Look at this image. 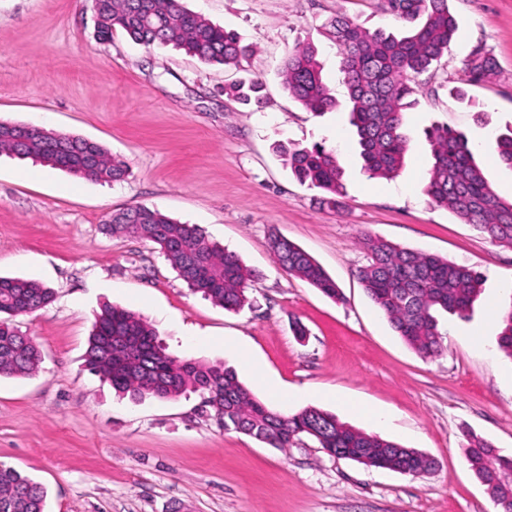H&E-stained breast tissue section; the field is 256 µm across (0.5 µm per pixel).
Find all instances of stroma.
<instances>
[{
    "label": "stroma",
    "mask_w": 512,
    "mask_h": 512,
    "mask_svg": "<svg viewBox=\"0 0 512 512\" xmlns=\"http://www.w3.org/2000/svg\"><path fill=\"white\" fill-rule=\"evenodd\" d=\"M257 51L241 69L205 64L167 46L95 33L92 0H0V121L91 139L130 169L114 185L0 154V275L55 292L15 323L42 354L30 377H0V463L41 483L46 512H498L470 470L466 433L512 456V357L497 346L491 306L512 304L502 281L512 247L492 242L423 192L432 158L425 132H463L501 197L512 167L493 145L512 129V0H449L457 37L415 84L398 176L361 167L344 112L313 115L285 92L290 48L312 41L338 101L347 89L336 47L318 33L339 14L374 30H400L383 0H184ZM497 61L486 82L464 83L476 46ZM267 84L261 107L224 92L248 75ZM463 88L464 97L452 94ZM324 145L344 170L337 208L291 174L279 149ZM199 225L258 277L249 305L229 311L192 292L151 242L104 226L130 206ZM279 234L312 255L344 299L336 302L278 264ZM369 233L478 271L468 317L440 313V352L409 347L358 278ZM116 304L143 315L168 353L223 364L270 408L271 387L297 392L289 412L315 406L352 427L435 461L412 476L327 455L306 441L280 449L217 427L199 395L139 402L117 397L84 360L94 316ZM305 326L297 338L293 323ZM234 339L247 361L225 353ZM392 416L375 429L351 403Z\"/></svg>",
    "instance_id": "stroma-1"
}]
</instances>
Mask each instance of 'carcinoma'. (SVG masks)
Returning a JSON list of instances; mask_svg holds the SVG:
<instances>
[{
  "mask_svg": "<svg viewBox=\"0 0 512 512\" xmlns=\"http://www.w3.org/2000/svg\"><path fill=\"white\" fill-rule=\"evenodd\" d=\"M98 36L109 40L120 30L147 48L172 45L204 63L238 66L253 52L241 38L186 9L181 0H93ZM386 10L409 24L405 35L363 28L338 15L320 29L336 45L339 72L348 91L349 123L354 127L364 169L372 176L392 178L402 170L408 141L404 112L415 105L412 82L429 72L448 53L458 30L448 0H385ZM496 70L484 47H475L463 61L466 81L479 83ZM289 95L316 115L337 107L322 75L317 50L310 41L288 51L281 70ZM261 78L242 80L231 88L241 102H260ZM22 125L0 122V152L31 158L74 175L103 183L124 181L125 162L97 142L36 128L18 138ZM432 164L424 191L491 241L512 246V201L499 197L474 157L467 137L446 126L426 132ZM292 174L322 193L320 204L338 205L343 195V171L336 153L322 145L280 147ZM497 159L512 167V130L495 139ZM97 164L87 167L84 157ZM104 228L114 234L140 238L158 246L179 277L227 310L248 302L257 278L240 258L209 240L194 224L177 222L159 210L131 206L112 214ZM358 243L368 264L359 271L366 292L395 331L420 355L441 350L436 313L463 317L480 291L481 277L471 268L436 255L408 250L369 233ZM277 262L332 300L341 299L336 282L306 251L285 238L273 237ZM51 289L32 280L0 276V376L34 374L41 363L39 348L12 319L30 315L50 304ZM499 347L512 357V307L500 321ZM86 364L116 393L139 400L146 396L170 399L192 391L210 399L209 408L220 426L249 435L274 448L309 440L324 452L367 467L410 475L430 471L434 461L379 435L367 434L316 407L280 413L258 401L236 373L219 365L179 360L167 353L151 325L139 314L116 305L97 316L86 351ZM465 457L475 477L502 512H512V458L494 453L492 445L466 435ZM46 492L29 476L0 464V512H45Z\"/></svg>",
  "mask_w": 512,
  "mask_h": 512,
  "instance_id": "carcinoma-1",
  "label": "carcinoma"
}]
</instances>
